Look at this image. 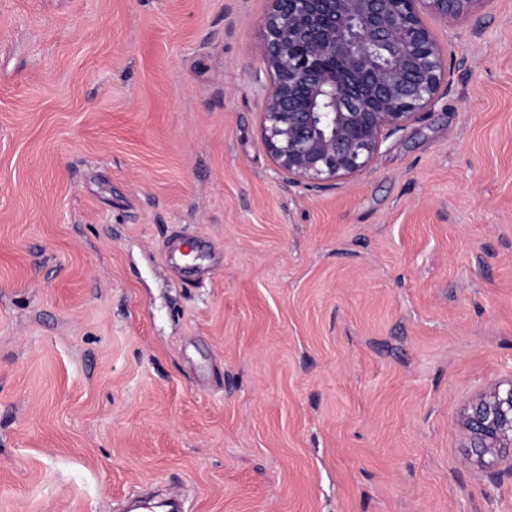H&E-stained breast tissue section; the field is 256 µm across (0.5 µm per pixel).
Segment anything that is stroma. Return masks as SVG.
Here are the masks:
<instances>
[{
	"instance_id": "35a3bbf8",
	"label": "stroma",
	"mask_w": 512,
	"mask_h": 512,
	"mask_svg": "<svg viewBox=\"0 0 512 512\" xmlns=\"http://www.w3.org/2000/svg\"><path fill=\"white\" fill-rule=\"evenodd\" d=\"M269 0H0V512H512V0L335 187L261 134ZM463 425L477 462L484 463L487 455L509 448L512 463V381L496 385L472 402L464 411Z\"/></svg>"
}]
</instances>
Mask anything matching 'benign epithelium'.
Listing matches in <instances>:
<instances>
[{"instance_id":"7a95c632","label":"benign epithelium","mask_w":512,"mask_h":512,"mask_svg":"<svg viewBox=\"0 0 512 512\" xmlns=\"http://www.w3.org/2000/svg\"><path fill=\"white\" fill-rule=\"evenodd\" d=\"M482 0H271L262 136L292 182L326 188L370 167L383 134L448 94L447 58L423 19L465 17ZM476 461L512 449V381L464 411Z\"/></svg>"}]
</instances>
